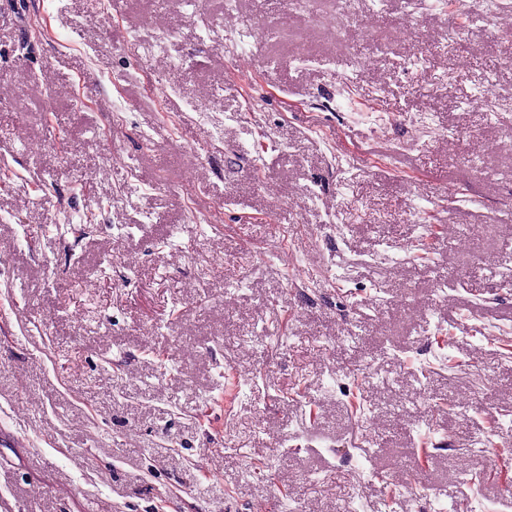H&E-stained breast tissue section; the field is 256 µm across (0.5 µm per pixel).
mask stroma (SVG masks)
I'll return each instance as SVG.
<instances>
[{
    "label": "stroma",
    "instance_id": "obj_1",
    "mask_svg": "<svg viewBox=\"0 0 512 512\" xmlns=\"http://www.w3.org/2000/svg\"><path fill=\"white\" fill-rule=\"evenodd\" d=\"M347 7L0 0V512H512V0Z\"/></svg>",
    "mask_w": 512,
    "mask_h": 512
}]
</instances>
